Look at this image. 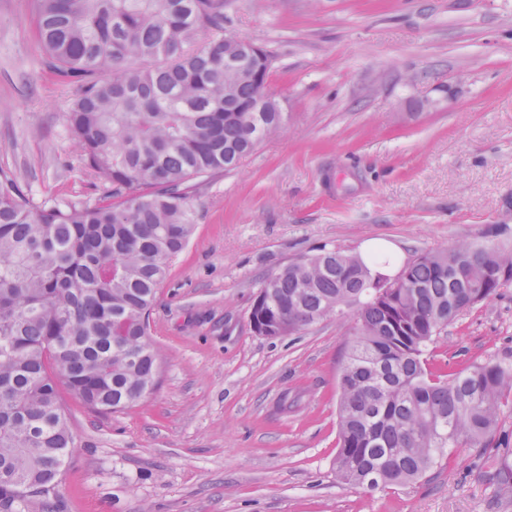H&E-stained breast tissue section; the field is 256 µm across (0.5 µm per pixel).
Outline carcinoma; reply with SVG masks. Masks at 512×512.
Here are the masks:
<instances>
[{"label":"carcinoma","mask_w":512,"mask_h":512,"mask_svg":"<svg viewBox=\"0 0 512 512\" xmlns=\"http://www.w3.org/2000/svg\"><path fill=\"white\" fill-rule=\"evenodd\" d=\"M53 79L77 89L67 116L83 166L105 185L88 204L37 205L0 171V512H67L73 436L58 383L99 413L153 389L149 310L195 224L188 182L239 166L285 123L253 112L269 54L224 35V0H31ZM210 33L197 44L198 34ZM327 251L266 278L252 327L299 332L354 309L338 383L340 481L406 485L463 445L495 447L512 363L448 373L434 338L512 282V247L459 242L398 280ZM485 481L512 490V468Z\"/></svg>","instance_id":"obj_1"}]
</instances>
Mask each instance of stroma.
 <instances>
[{
  "label": "stroma",
  "instance_id": "obj_1",
  "mask_svg": "<svg viewBox=\"0 0 512 512\" xmlns=\"http://www.w3.org/2000/svg\"><path fill=\"white\" fill-rule=\"evenodd\" d=\"M225 33L263 46L284 128L194 180L196 224L149 313L156 386L100 414L61 391L74 437L68 512H512L458 448L372 493L336 478L346 315L257 334L262 282L385 238L407 260L512 243V0H224ZM30 0H0V169L34 203L95 202ZM512 362V285L464 311L432 361Z\"/></svg>",
  "mask_w": 512,
  "mask_h": 512
}]
</instances>
